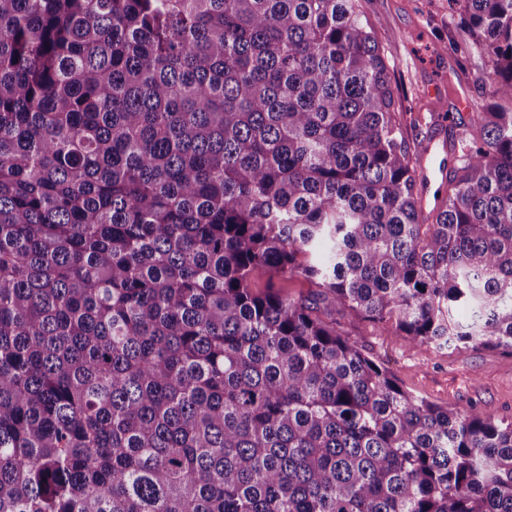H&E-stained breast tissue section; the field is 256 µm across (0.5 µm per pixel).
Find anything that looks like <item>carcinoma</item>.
<instances>
[{
  "mask_svg": "<svg viewBox=\"0 0 512 512\" xmlns=\"http://www.w3.org/2000/svg\"><path fill=\"white\" fill-rule=\"evenodd\" d=\"M448 8L431 220L360 0H0V512H512V419L341 323L512 353V0Z\"/></svg>",
  "mask_w": 512,
  "mask_h": 512,
  "instance_id": "carcinoma-1",
  "label": "carcinoma"
}]
</instances>
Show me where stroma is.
<instances>
[{
	"label": "stroma",
	"instance_id": "1",
	"mask_svg": "<svg viewBox=\"0 0 512 512\" xmlns=\"http://www.w3.org/2000/svg\"><path fill=\"white\" fill-rule=\"evenodd\" d=\"M361 5L369 20L381 23L378 41L395 69L407 139L431 140L437 146L434 171L421 198L428 212L443 183V170L458 164V131L439 117L452 108L457 95L473 101L486 95L484 60L472 39L459 31V18L449 13L448 0H361ZM452 27L457 30L453 37L448 34ZM345 325L407 391L461 412L477 408L512 418V353L434 346L414 350L400 337L377 332L359 319H348Z\"/></svg>",
	"mask_w": 512,
	"mask_h": 512
}]
</instances>
